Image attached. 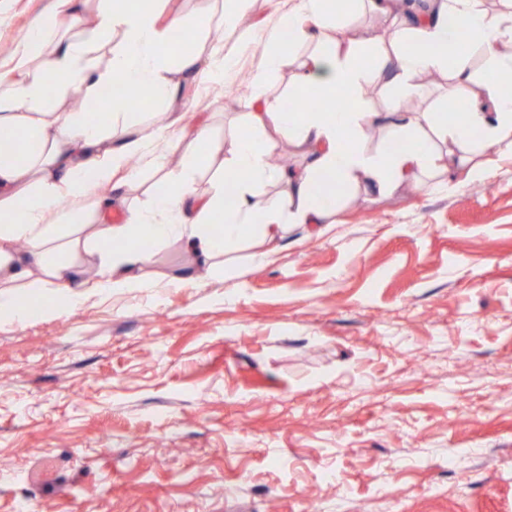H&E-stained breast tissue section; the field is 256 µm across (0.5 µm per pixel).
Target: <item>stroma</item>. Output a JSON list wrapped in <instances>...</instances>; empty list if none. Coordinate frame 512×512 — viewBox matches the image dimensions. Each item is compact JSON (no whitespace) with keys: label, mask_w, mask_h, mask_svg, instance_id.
<instances>
[{"label":"stroma","mask_w":512,"mask_h":512,"mask_svg":"<svg viewBox=\"0 0 512 512\" xmlns=\"http://www.w3.org/2000/svg\"><path fill=\"white\" fill-rule=\"evenodd\" d=\"M177 36L224 23V77L137 126H211L207 193L247 105L284 106L312 43L298 0H171ZM52 0H0V75ZM263 82H256L257 74ZM441 72L405 97L441 112ZM478 174L392 191L354 183L331 224L289 229L267 261L228 245L218 271L155 247L145 287L53 317L0 319V512H512V153Z\"/></svg>","instance_id":"1"}]
</instances>
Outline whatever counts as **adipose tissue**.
I'll use <instances>...</instances> for the list:
<instances>
[{
  "mask_svg": "<svg viewBox=\"0 0 512 512\" xmlns=\"http://www.w3.org/2000/svg\"><path fill=\"white\" fill-rule=\"evenodd\" d=\"M170 0H56L16 50V67L0 78V316L19 322L57 314L74 305L85 289L109 294L140 288V269L152 256L139 244L171 240L194 255L199 267L212 269L227 244L250 239L254 257L264 262L292 224H322L336 197L353 181L381 193L414 181L419 173L470 162L489 148L512 152V90L498 82L512 72V0H300L283 22L290 44L317 49L296 74L292 94L330 101L324 111H290L263 100L248 112L235 138L223 177L207 197L194 188L196 170L184 165L167 171L178 153L201 158L217 151L211 128L201 124L167 137L128 124L103 100L109 86L138 87L157 103L178 101L185 86L201 74H224V27L210 31L208 53H166L170 33L181 27ZM371 10L392 16V26L375 57L364 53L368 40L340 45L331 33L334 13ZM121 33L106 62H99L101 41ZM480 53L483 70L467 67ZM448 73L456 88L475 84L460 112H405L401 93L418 76ZM393 88L387 111H374L361 93L368 80ZM81 92L104 105L106 121L88 112H57L50 95ZM386 137L374 150L364 141L375 126ZM288 140L307 158L303 169L274 170L268 154ZM447 141L441 151L439 141ZM162 170L163 179L149 209H129L113 223L112 200L90 198L92 188H120L131 175V158ZM282 193L258 205L255 189L265 182ZM69 198L68 210L57 207ZM26 241L19 251L18 241ZM100 259L94 277L84 275L82 256ZM50 289L42 300L39 289Z\"/></svg>",
  "mask_w": 512,
  "mask_h": 512,
  "instance_id": "adipose-tissue-1",
  "label": "adipose tissue"
}]
</instances>
